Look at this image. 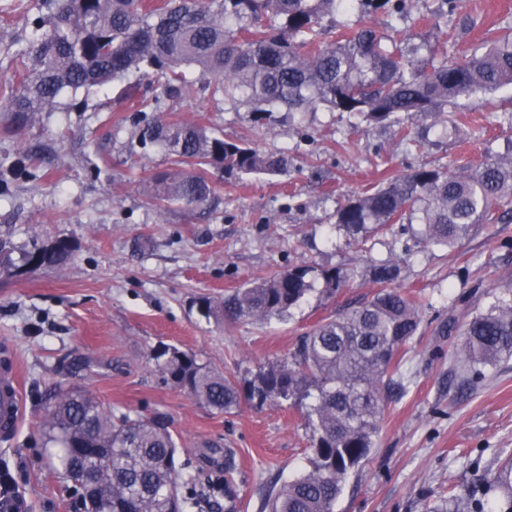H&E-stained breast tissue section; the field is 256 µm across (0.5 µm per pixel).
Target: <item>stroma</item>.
Masks as SVG:
<instances>
[{
    "instance_id": "1",
    "label": "stroma",
    "mask_w": 512,
    "mask_h": 512,
    "mask_svg": "<svg viewBox=\"0 0 512 512\" xmlns=\"http://www.w3.org/2000/svg\"><path fill=\"white\" fill-rule=\"evenodd\" d=\"M41 0H0V89L16 84L6 47L37 36ZM512 26V0H458L442 30L412 29L462 56L485 33ZM114 91L62 93L23 138L7 132L0 96V235L22 246L63 239L68 261L54 270L0 277V367L16 364L23 421L0 438L28 512H71L69 499L42 466L40 420L55 383L82 386L114 412L167 424L179 461L196 483L215 478L214 450L230 449L229 491L211 512H261L268 491L306 463L305 422L295 409L250 402L230 413L192 401L163 381L155 356L166 346L193 352L200 363L244 381L284 359L300 337L336 310L369 299V278L326 294L322 270L361 263L336 210L381 179L422 164L478 166L512 155V86L459 98L441 124L416 115L405 122L423 140L407 148L391 129L346 112L272 113L256 122L208 93L169 104L167 117L199 122L268 153H287L278 175L218 183L212 209L159 213L143 183L169 168L158 147L138 143L137 113L115 105ZM36 150L37 179L16 177L19 144ZM512 223L481 227L457 251L416 247L412 231L370 236L377 261L399 262L403 290L420 295L424 322L407 355L403 389L393 391L375 446L337 500L335 512H431L449 487L490 478L512 456V359L485 368L475 387L458 384L451 366L463 322L484 310L490 291L512 285ZM304 269L313 292L290 314L265 323L228 325L201 317V296L224 297L249 281Z\"/></svg>"
}]
</instances>
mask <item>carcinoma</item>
<instances>
[{"mask_svg":"<svg viewBox=\"0 0 512 512\" xmlns=\"http://www.w3.org/2000/svg\"><path fill=\"white\" fill-rule=\"evenodd\" d=\"M47 16L36 21L39 36L18 43L13 53L19 86L8 94V127L17 136L41 112H52L62 92L108 88L128 80L117 101L133 99L140 113L142 147L159 146L175 168L148 183L150 199L162 211L205 210L214 195L210 170L231 183L288 169L286 154L264 153L226 139L217 131L181 120L148 118L168 102L206 90L233 110L242 107L259 120L271 112H348L368 123L395 128L411 140L403 116L437 117L462 96L512 84V33L503 31L457 61L434 45L416 50L427 58L393 53L384 37L367 26L337 35L324 20L338 11L389 18L394 37L407 36L406 0H44ZM457 0H437L425 25L441 28ZM185 68L201 77L190 79ZM162 88L153 93V86ZM36 154L26 149L15 172L35 177ZM512 205V159L487 158L478 167L448 169L421 165L347 199L336 223L357 243L401 220L422 224L425 247L448 250ZM69 251L63 242L37 238L22 248L0 235V276L52 270ZM308 271L277 273L222 299L203 296L198 312L207 319L243 323L281 318L313 290ZM399 266H374L375 291L313 325L288 358L260 368L244 384L167 347L157 354L165 381L190 398L230 412L247 400L259 406L306 408L312 457L305 471L266 496L267 512H334L347 479L374 447L387 407L386 391L402 385L407 350L420 335L424 304L394 282ZM328 293L356 276L322 272ZM488 307L462 326L460 360L465 381L483 368L512 358V287L491 294ZM45 466L80 499L85 512H203L226 491L232 471L224 454V476L199 489L177 463V443L164 423L140 414L119 416L81 387L57 386L41 420ZM500 491L512 512V458L484 486H473L437 512H487L485 496Z\"/></svg>","mask_w":512,"mask_h":512,"instance_id":"cac0c4a2","label":"carcinoma"}]
</instances>
